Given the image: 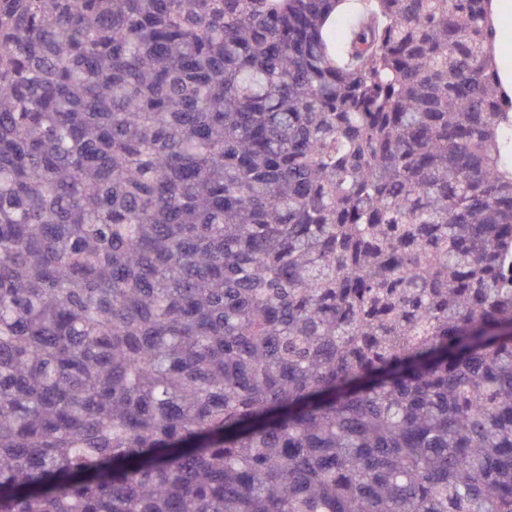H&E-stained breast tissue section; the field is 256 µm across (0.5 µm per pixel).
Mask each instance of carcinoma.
I'll return each mask as SVG.
<instances>
[{
    "label": "carcinoma",
    "instance_id": "carcinoma-1",
    "mask_svg": "<svg viewBox=\"0 0 512 512\" xmlns=\"http://www.w3.org/2000/svg\"><path fill=\"white\" fill-rule=\"evenodd\" d=\"M0 0V512H512L490 0Z\"/></svg>",
    "mask_w": 512,
    "mask_h": 512
}]
</instances>
